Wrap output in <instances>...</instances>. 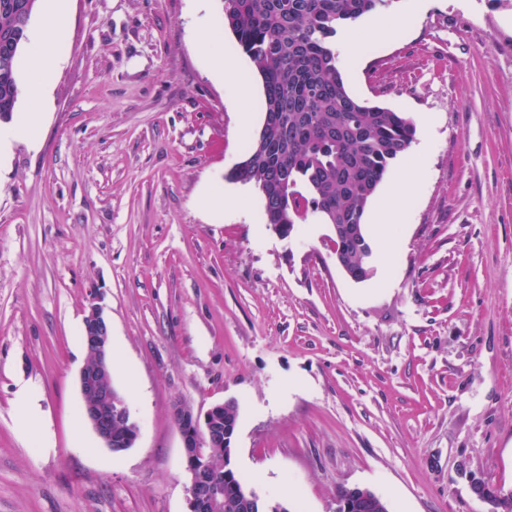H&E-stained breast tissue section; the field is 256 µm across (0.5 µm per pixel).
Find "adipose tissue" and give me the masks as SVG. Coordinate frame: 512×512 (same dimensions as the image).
<instances>
[{"instance_id": "adipose-tissue-1", "label": "adipose tissue", "mask_w": 512, "mask_h": 512, "mask_svg": "<svg viewBox=\"0 0 512 512\" xmlns=\"http://www.w3.org/2000/svg\"><path fill=\"white\" fill-rule=\"evenodd\" d=\"M51 16L54 20L50 29L34 36L29 44L31 56L36 61L32 72L30 89L36 98H43L48 92L63 60L62 29L67 12L68 0H51Z\"/></svg>"}]
</instances>
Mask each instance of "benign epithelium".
Returning <instances> with one entry per match:
<instances>
[{
    "label": "benign epithelium",
    "instance_id": "1",
    "mask_svg": "<svg viewBox=\"0 0 512 512\" xmlns=\"http://www.w3.org/2000/svg\"><path fill=\"white\" fill-rule=\"evenodd\" d=\"M84 343L88 353L101 362L96 368L85 363L78 377L82 400V414L103 445L110 449L120 446L131 448L139 437L138 422H133L120 432L112 426V412L132 415L126 402L112 394L110 373L112 364L107 359L111 346V328L102 309L91 305L84 318ZM224 404L216 403L204 412L195 413L188 408L176 410L183 443L182 464L186 475L188 512H224V491L213 474L206 449L219 444L231 447L234 433L221 429L219 416ZM262 496L255 492H240L237 502L244 512H263L257 508Z\"/></svg>",
    "mask_w": 512,
    "mask_h": 512
}]
</instances>
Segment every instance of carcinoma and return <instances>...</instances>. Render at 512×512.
I'll return each mask as SVG.
<instances>
[{
  "label": "carcinoma",
  "instance_id": "carcinoma-1",
  "mask_svg": "<svg viewBox=\"0 0 512 512\" xmlns=\"http://www.w3.org/2000/svg\"><path fill=\"white\" fill-rule=\"evenodd\" d=\"M39 0H0V121L21 95V49ZM222 21L263 85L265 120L231 171L252 183L267 224L288 236L316 217L339 230L335 253L356 281L370 274L367 207L394 161L415 136L402 112L369 105L347 89L336 34L391 0H221ZM347 512H390L382 497L337 490Z\"/></svg>",
  "mask_w": 512,
  "mask_h": 512
}]
</instances>
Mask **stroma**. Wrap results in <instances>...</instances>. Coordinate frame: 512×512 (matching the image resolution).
<instances>
[{
    "instance_id": "stroma-1",
    "label": "stroma",
    "mask_w": 512,
    "mask_h": 512,
    "mask_svg": "<svg viewBox=\"0 0 512 512\" xmlns=\"http://www.w3.org/2000/svg\"><path fill=\"white\" fill-rule=\"evenodd\" d=\"M409 3L339 56L353 95L416 126L356 282L331 225L280 238L228 178L263 90L220 0H69L47 97L17 104L40 144L0 157V512H187L175 412L228 399L239 474L292 512L353 486L391 512H491L470 480L512 489V0ZM202 21L233 77L201 61ZM93 304L140 425L118 453L80 415Z\"/></svg>"
}]
</instances>
